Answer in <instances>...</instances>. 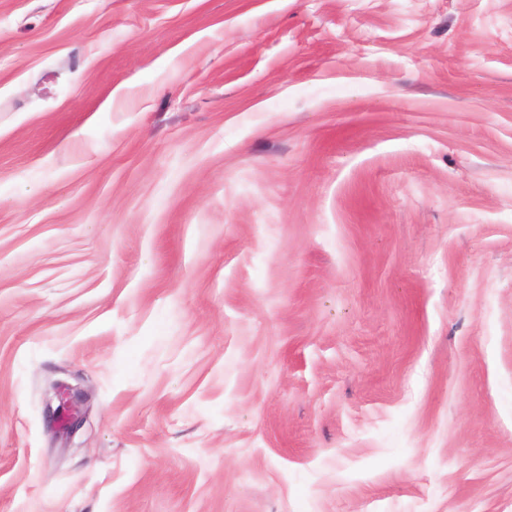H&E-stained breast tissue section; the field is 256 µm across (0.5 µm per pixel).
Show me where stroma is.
Here are the masks:
<instances>
[{
    "label": "stroma",
    "mask_w": 512,
    "mask_h": 512,
    "mask_svg": "<svg viewBox=\"0 0 512 512\" xmlns=\"http://www.w3.org/2000/svg\"><path fill=\"white\" fill-rule=\"evenodd\" d=\"M0 512H512V0H0ZM83 391L77 387L53 385V394L45 404V418L53 428L71 438L84 424L81 413Z\"/></svg>",
    "instance_id": "stroma-1"
}]
</instances>
